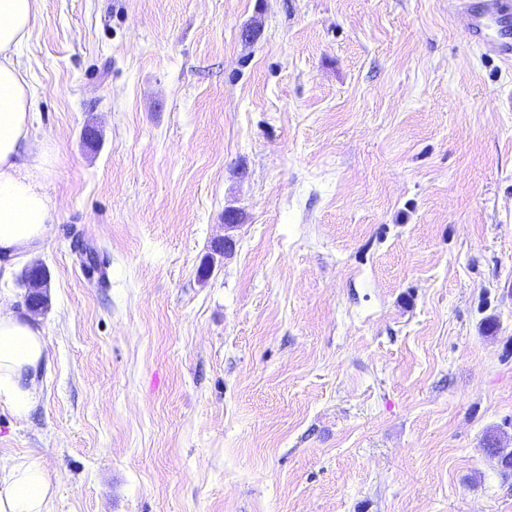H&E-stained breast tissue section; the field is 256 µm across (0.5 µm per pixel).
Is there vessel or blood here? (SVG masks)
Listing matches in <instances>:
<instances>
[{
    "mask_svg": "<svg viewBox=\"0 0 512 512\" xmlns=\"http://www.w3.org/2000/svg\"><path fill=\"white\" fill-rule=\"evenodd\" d=\"M448 10L466 22L485 53L512 60V0H449Z\"/></svg>",
    "mask_w": 512,
    "mask_h": 512,
    "instance_id": "obj_1",
    "label": "vessel or blood"
}]
</instances>
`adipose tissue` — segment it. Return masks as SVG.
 Returning a JSON list of instances; mask_svg holds the SVG:
<instances>
[{
  "mask_svg": "<svg viewBox=\"0 0 512 512\" xmlns=\"http://www.w3.org/2000/svg\"><path fill=\"white\" fill-rule=\"evenodd\" d=\"M38 18V0H0V254L16 260L51 235L55 209L42 190L51 154L34 134L33 93L18 47ZM46 341L30 316L0 307V393L24 414L36 394ZM54 489L39 457L0 459V512H48Z\"/></svg>",
  "mask_w": 512,
  "mask_h": 512,
  "instance_id": "1",
  "label": "adipose tissue"
}]
</instances>
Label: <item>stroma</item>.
I'll list each match as a JSON object with an SVG mask.
<instances>
[{"mask_svg":"<svg viewBox=\"0 0 512 512\" xmlns=\"http://www.w3.org/2000/svg\"><path fill=\"white\" fill-rule=\"evenodd\" d=\"M18 55L51 512H512V62L448 0H39Z\"/></svg>","mask_w":512,"mask_h":512,"instance_id":"stroma-1","label":"stroma"}]
</instances>
